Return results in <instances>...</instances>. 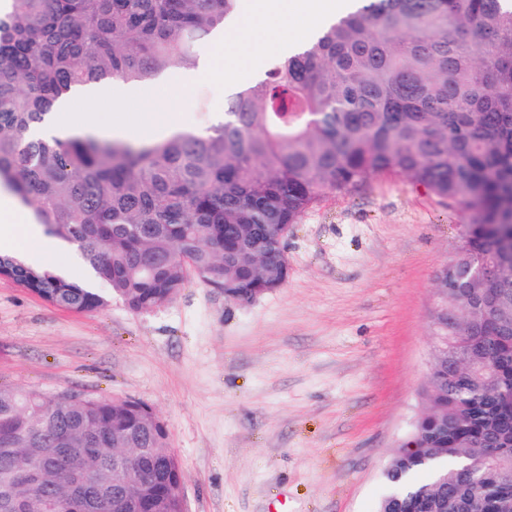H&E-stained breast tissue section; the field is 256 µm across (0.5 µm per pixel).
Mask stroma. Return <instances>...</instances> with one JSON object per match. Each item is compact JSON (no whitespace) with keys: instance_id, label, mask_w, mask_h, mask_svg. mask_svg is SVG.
Segmentation results:
<instances>
[{"instance_id":"35a3bbf8","label":"stroma","mask_w":512,"mask_h":512,"mask_svg":"<svg viewBox=\"0 0 512 512\" xmlns=\"http://www.w3.org/2000/svg\"><path fill=\"white\" fill-rule=\"evenodd\" d=\"M252 0L224 52L282 58ZM192 67L141 83L113 104L70 97L69 113L172 111L205 127L248 86ZM464 204L398 173L330 195L285 243L288 279L250 303L190 282L149 314L115 299L82 313L0 278V387L60 397L123 398L162 419L180 460L189 512H378L383 472L424 408L439 271L453 258Z\"/></svg>"}]
</instances>
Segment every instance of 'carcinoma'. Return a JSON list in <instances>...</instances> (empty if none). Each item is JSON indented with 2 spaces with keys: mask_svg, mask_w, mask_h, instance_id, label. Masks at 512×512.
Returning <instances> with one entry per match:
<instances>
[{
  "mask_svg": "<svg viewBox=\"0 0 512 512\" xmlns=\"http://www.w3.org/2000/svg\"><path fill=\"white\" fill-rule=\"evenodd\" d=\"M237 0H0V184L47 234L70 244L107 283L100 294L0 253L20 287L78 312L116 297L134 313L172 303L192 280L260 296L288 278L285 241L329 194L399 172L462 202L471 222L456 257L489 263L506 292L458 323L462 349L494 377L468 385L439 368L433 395L395 450L379 512H512L461 471L491 440L512 470V0H355L282 63L240 91L205 129L158 139L49 131L56 104L102 82L137 84L196 57L224 31ZM40 483L27 471L56 448ZM117 448H145L162 487L182 470L165 424L133 400L0 387V503L34 510L74 475L112 489ZM141 512L177 501L132 485Z\"/></svg>",
  "mask_w": 512,
  "mask_h": 512,
  "instance_id": "1",
  "label": "carcinoma"
}]
</instances>
